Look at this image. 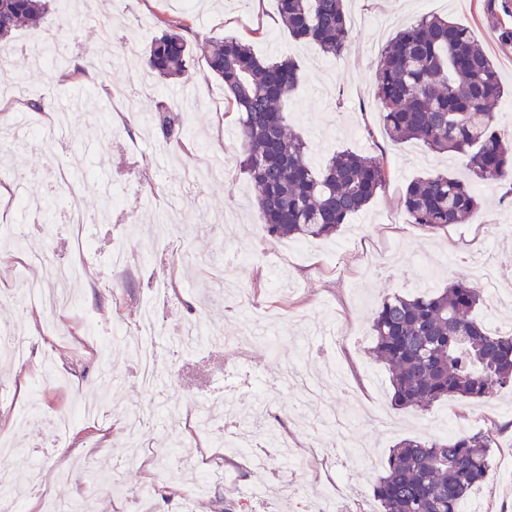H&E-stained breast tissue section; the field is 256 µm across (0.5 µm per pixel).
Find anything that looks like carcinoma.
Listing matches in <instances>:
<instances>
[{
  "mask_svg": "<svg viewBox=\"0 0 512 512\" xmlns=\"http://www.w3.org/2000/svg\"><path fill=\"white\" fill-rule=\"evenodd\" d=\"M64 0H0V52L23 27L48 16L70 27ZM279 17L297 39L343 56L352 39L343 0H277ZM141 57L159 78L187 76L193 45L186 21H160ZM206 65L224 83L241 139L240 166L257 191L266 232L275 237L336 234L385 188L389 171L375 156L342 150L321 165L288 129L285 102L301 83L288 58H261L236 36L208 37ZM383 125L394 142L417 140L465 161L468 176L436 172L409 182L403 207L411 224L430 234L467 224L480 202L473 184L512 186V141L494 127L504 89L491 58L470 30L437 15L398 32L376 68ZM164 144L188 137L177 113L158 107ZM480 291L459 278L437 291L391 294L376 309L371 352L389 373L391 406L425 411L448 397L478 400L512 390V333L487 331L473 317ZM490 431L452 438L401 440L381 462L372 490L381 512H461L474 487L491 477Z\"/></svg>",
  "mask_w": 512,
  "mask_h": 512,
  "instance_id": "cac0c4a2",
  "label": "carcinoma"
}]
</instances>
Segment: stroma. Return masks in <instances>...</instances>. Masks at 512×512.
I'll list each match as a JSON object with an SVG mask.
<instances>
[{"instance_id":"stroma-1","label":"stroma","mask_w":512,"mask_h":512,"mask_svg":"<svg viewBox=\"0 0 512 512\" xmlns=\"http://www.w3.org/2000/svg\"><path fill=\"white\" fill-rule=\"evenodd\" d=\"M72 30L59 42L60 57L86 60L108 56L111 43L130 42L145 50L160 32V18L186 20L200 37L193 42L189 78L163 80L140 60L96 67L94 82L61 83L54 68L36 66L33 50L57 27L49 18L37 28L18 30L13 48L0 62V141L11 145L8 158L14 184L52 202L50 212L21 210L17 223L27 229L26 247L0 240V280L12 285L26 267L29 252L44 253L64 266L75 243L64 218L59 166H66L81 191L88 213H97L102 196L120 191L122 207L108 222L89 227L91 255L67 288L81 311L49 312L0 299V327L28 336V362L21 365L0 352V434L9 436L18 455L1 458L18 471L15 493L23 512L33 496L28 471L37 467L43 489L56 501L74 502L92 495L94 512H123L156 488L150 512H174L185 495L179 457L194 453L200 466H224L230 478L208 488L197 512H224L247 500L249 512H271L286 485L304 481L303 472L274 461L270 473L254 475L236 448L258 445L264 427L246 424L244 408L257 374L272 376L282 360L297 357L299 370L314 375L335 367L349 384L348 393L324 391L310 397L293 386H270L264 395L281 419L289 442L313 440L306 419L349 414L354 406L381 412L389 422L379 428L354 425V451L327 450L319 460L321 492L357 505L359 512H380L372 484L374 460L386 457L400 440L416 436H454L498 429L491 451L493 477L469 497L483 512H505L512 505V391L481 401L454 398L426 412L399 411L390 404L391 386L384 367L368 353L369 325L381 299L392 293H417L419 263L437 262L432 290L468 275L478 249L491 247L495 265L512 268V195L493 182L475 184L483 201L476 219L436 235L408 223L402 193L411 180L446 171L466 177L464 162L439 155L420 143H392L374 96L377 63L386 45L403 27L440 14L471 31L496 63L507 90L495 109V125L512 136V4L488 11L486 0H345L354 29L346 54L334 58L319 47L291 37L276 11L275 0H68ZM236 36L261 57H292L305 75L286 103L288 122L310 146L314 162L349 149L382 157L391 171L385 189L352 216L336 236L326 239L270 237L262 224L253 184L239 167L238 128L224 87L205 63L209 36ZM61 99L71 123L59 139L17 148L20 131L56 128L57 112H32L28 100ZM116 99L128 101L123 122L104 137L105 113ZM178 105L192 138L188 148L162 146L153 122L158 104ZM224 159L222 177L206 183L192 199L181 224L150 221L148 211L183 189V162ZM133 257L123 270H112L113 249ZM209 264L197 266L198 254ZM155 304L166 328L156 347L164 390L145 392L137 380V361L124 338L99 344L86 332L83 318L112 328L133 324L143 305ZM200 322L207 341L172 358L170 346L180 330ZM220 335L223 347L210 339ZM81 400L101 403L99 415L81 420L67 440L50 438L48 417ZM218 407L226 432L179 435L169 426L175 410L202 412ZM152 415L142 437L159 459L142 458L124 470L120 459L129 442L126 422L132 413ZM232 439L223 456L213 448ZM94 448L103 463L117 469L116 480H101L80 468Z\"/></svg>"}]
</instances>
